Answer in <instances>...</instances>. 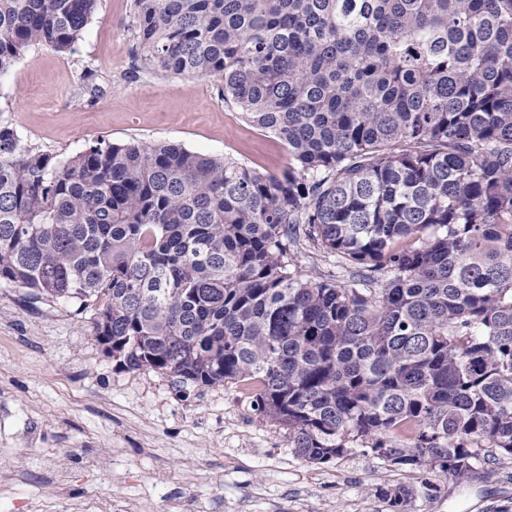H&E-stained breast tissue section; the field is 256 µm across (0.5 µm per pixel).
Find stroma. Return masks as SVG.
<instances>
[{"label":"stroma","instance_id":"stroma-1","mask_svg":"<svg viewBox=\"0 0 512 512\" xmlns=\"http://www.w3.org/2000/svg\"><path fill=\"white\" fill-rule=\"evenodd\" d=\"M0 118L64 160L98 138L172 142L261 172L288 148L224 98V81L145 64L135 0H99L74 53L30 47L0 76ZM92 310L0 284V512H388L376 490L414 473L355 452L326 465L297 456L235 383L179 388L116 364ZM415 512H496L512 463L489 479L436 475Z\"/></svg>","mask_w":512,"mask_h":512}]
</instances>
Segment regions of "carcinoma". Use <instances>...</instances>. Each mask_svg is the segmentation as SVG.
Here are the masks:
<instances>
[{"label":"carcinoma","instance_id":"cac0c4a2","mask_svg":"<svg viewBox=\"0 0 512 512\" xmlns=\"http://www.w3.org/2000/svg\"><path fill=\"white\" fill-rule=\"evenodd\" d=\"M96 4L0 0V75L75 52ZM135 6L143 59L221 75L288 170L104 138L62 161L0 119V282L94 308L128 369L257 383L308 463L512 462V0ZM303 245L346 281L301 270ZM439 492L377 489L390 512Z\"/></svg>","mask_w":512,"mask_h":512}]
</instances>
